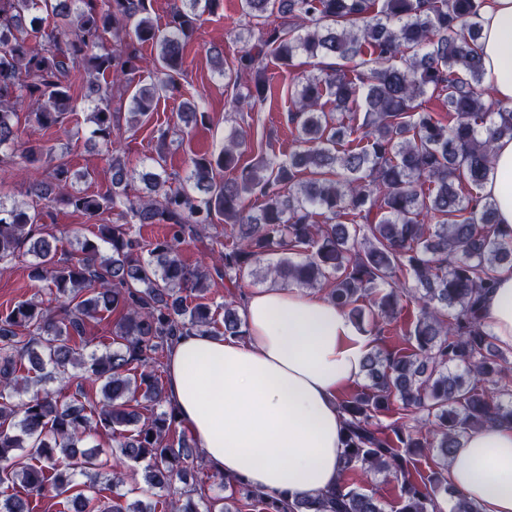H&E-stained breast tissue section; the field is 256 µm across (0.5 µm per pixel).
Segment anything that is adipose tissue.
Here are the masks:
<instances>
[{"instance_id": "ef3b65f1", "label": "adipose tissue", "mask_w": 512, "mask_h": 512, "mask_svg": "<svg viewBox=\"0 0 512 512\" xmlns=\"http://www.w3.org/2000/svg\"><path fill=\"white\" fill-rule=\"evenodd\" d=\"M483 82L512 101V0H487L480 16ZM482 193L512 225V139L494 145ZM248 333L192 332L167 361V392L209 464L265 493L323 495L339 486L344 418L338 397L358 380L373 347L347 313L297 288L245 294ZM494 341L512 349V268L484 298ZM453 487L481 512H512V425L469 433L448 463Z\"/></svg>"}]
</instances>
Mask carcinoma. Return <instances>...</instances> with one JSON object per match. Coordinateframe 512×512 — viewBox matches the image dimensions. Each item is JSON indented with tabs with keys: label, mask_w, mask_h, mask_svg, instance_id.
Masks as SVG:
<instances>
[{
	"label": "carcinoma",
	"mask_w": 512,
	"mask_h": 512,
	"mask_svg": "<svg viewBox=\"0 0 512 512\" xmlns=\"http://www.w3.org/2000/svg\"><path fill=\"white\" fill-rule=\"evenodd\" d=\"M486 0H241L259 31L231 65L215 53L232 83L233 112H251L270 92L265 50L284 66L299 54L334 63L297 78L286 157L259 151L240 164L248 133L233 126L217 152L191 158L185 177L167 170L169 131L158 138L149 169L130 165L120 124L127 103L133 129L161 98L182 92L183 53L223 0H176L159 25L150 0H0V157L27 178L25 206L0 199V264L34 257L30 278L46 281L58 305L34 300L0 313V512H32L31 498L52 492L66 512H385L355 485L357 473L397 483V512H480L448 481V460L469 432L512 423V367L479 314L499 269L512 268V228L481 196L495 142L512 138V106L483 83L479 18ZM52 18L43 25L38 12ZM151 45L147 59L133 43ZM149 70L148 82L137 78ZM86 77V120L108 149L111 179L97 194L71 191L63 156L40 146L17 151V105L26 102L43 128L65 127L76 114L74 86ZM444 98L448 121L418 99ZM184 127L207 120L205 100L182 103ZM44 202V207L36 202ZM54 204L97 221L93 237L71 254L41 233ZM115 219L107 222L106 215ZM211 264L190 266L180 246L218 222ZM164 224L145 245L135 225ZM297 260L267 265L282 287L328 288L326 299L372 326L394 320L414 302L403 332L408 347L371 350L368 383L339 401L345 416L342 482L323 496L261 494L224 479L229 495H210L187 461L197 444L176 435L181 424L158 375L157 354L203 331L243 337L235 302L224 317L204 302L216 274L231 286L266 256ZM117 313L105 351H88L86 321ZM87 369L101 384L91 408L63 403L61 392ZM55 382L56 390L29 392ZM151 411L142 417L139 410ZM391 422L380 424V417ZM112 435L104 450L91 444ZM437 461L427 471L420 463ZM125 462L144 464L149 490L187 486L184 498L123 505L96 486L118 485Z\"/></svg>",
	"instance_id": "1"
}]
</instances>
